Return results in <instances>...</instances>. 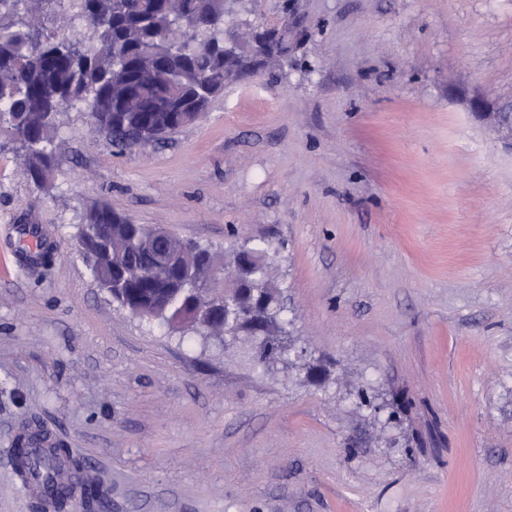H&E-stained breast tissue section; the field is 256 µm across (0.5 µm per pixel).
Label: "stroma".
<instances>
[{"label":"stroma","mask_w":512,"mask_h":512,"mask_svg":"<svg viewBox=\"0 0 512 512\" xmlns=\"http://www.w3.org/2000/svg\"><path fill=\"white\" fill-rule=\"evenodd\" d=\"M295 3L296 61L196 124L121 152L64 113L44 190L0 151V512H45L11 454L36 425L106 512H512V0ZM103 201L266 251L286 359L113 303L76 236Z\"/></svg>","instance_id":"1"}]
</instances>
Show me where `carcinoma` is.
Wrapping results in <instances>:
<instances>
[{"label":"carcinoma","instance_id":"1","mask_svg":"<svg viewBox=\"0 0 512 512\" xmlns=\"http://www.w3.org/2000/svg\"><path fill=\"white\" fill-rule=\"evenodd\" d=\"M248 48L245 33L233 54L224 52V0H0V135L26 178L44 188L59 115L80 110L117 141L145 146L193 123L225 85L244 78ZM98 224L109 228V242L87 259L103 285L160 231L100 204L87 210L79 236ZM157 305L171 326L224 335L189 324L193 307L181 297ZM12 454L25 482L59 490L56 512H67L74 494L88 512H105L102 481L72 449L33 448L19 436Z\"/></svg>","mask_w":512,"mask_h":512}]
</instances>
